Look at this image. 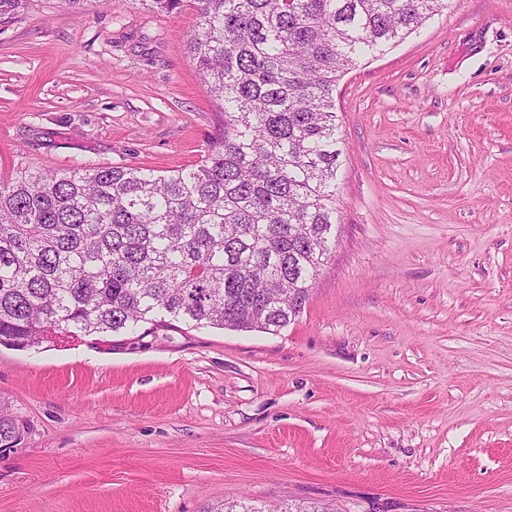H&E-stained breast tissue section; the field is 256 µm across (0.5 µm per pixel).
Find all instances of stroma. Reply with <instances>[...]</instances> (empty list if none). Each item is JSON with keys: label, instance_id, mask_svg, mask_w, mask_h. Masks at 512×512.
<instances>
[{"label": "stroma", "instance_id": "35a3bbf8", "mask_svg": "<svg viewBox=\"0 0 512 512\" xmlns=\"http://www.w3.org/2000/svg\"><path fill=\"white\" fill-rule=\"evenodd\" d=\"M192 4L0 18V178L199 163ZM336 241L276 331L0 346V512H512V0H448L334 93ZM24 423L8 413V411L0 408V446L10 444L4 450L16 448L23 439Z\"/></svg>", "mask_w": 512, "mask_h": 512}]
</instances>
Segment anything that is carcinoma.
Instances as JSON below:
<instances>
[{"label": "carcinoma", "mask_w": 512, "mask_h": 512, "mask_svg": "<svg viewBox=\"0 0 512 512\" xmlns=\"http://www.w3.org/2000/svg\"><path fill=\"white\" fill-rule=\"evenodd\" d=\"M445 2L193 0L188 50L222 137L167 175L102 166L0 180V344L167 317L273 332L296 320L336 224V84ZM23 433L0 408V446Z\"/></svg>", "instance_id": "carcinoma-1"}]
</instances>
